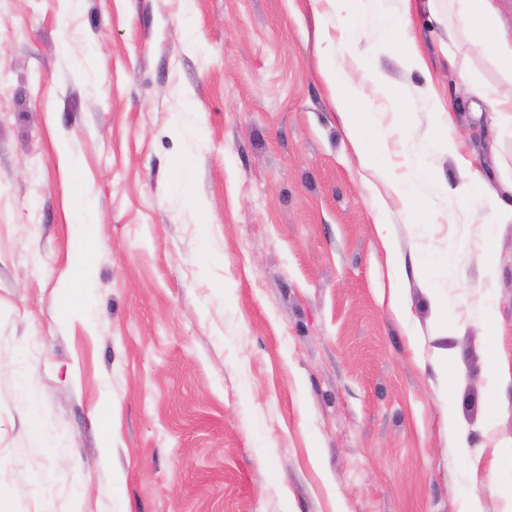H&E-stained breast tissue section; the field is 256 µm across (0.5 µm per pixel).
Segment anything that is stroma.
Here are the masks:
<instances>
[{"instance_id":"obj_1","label":"stroma","mask_w":512,"mask_h":512,"mask_svg":"<svg viewBox=\"0 0 512 512\" xmlns=\"http://www.w3.org/2000/svg\"><path fill=\"white\" fill-rule=\"evenodd\" d=\"M400 7L366 4L388 93L351 112L400 173L409 121L427 224L353 151L309 0H0V512H502L512 222L489 243L483 199L446 193L465 157L512 208L501 75L474 40L449 68L422 5L407 69L375 30ZM435 112H438L437 117L440 127L444 129L448 128V137H441L433 140L432 149L446 150L448 151V154H453L458 157H461L458 154V150L462 141L456 134L457 125L453 112H451L449 106L447 108L446 105L440 100H436Z\"/></svg>"}]
</instances>
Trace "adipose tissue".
<instances>
[{"mask_svg":"<svg viewBox=\"0 0 512 512\" xmlns=\"http://www.w3.org/2000/svg\"><path fill=\"white\" fill-rule=\"evenodd\" d=\"M340 22L335 49H322L319 53L320 74L330 89L336 93L339 111H349L359 99L362 88L354 83L353 70L362 71L376 88H383L381 76L376 72L369 58L359 49L361 25L364 16V0H328ZM399 12L382 14L379 29L386 36L392 49L401 53L403 63L409 69L424 68L425 62L407 33L411 27V0H401ZM432 12H444L446 16H460L466 19V28L449 26L448 41L457 43L464 38L483 42L487 52L495 59L506 61L502 72V87L493 89L491 103L495 112L503 116L512 115V48L507 47L497 34V20L491 0H428ZM340 52L348 57V64L335 63L332 54ZM348 137L352 146L367 167H380L389 181L395 195L407 204L421 200L433 179V171L426 157L413 160L405 174H396L389 168L386 153V134L374 133L372 139L359 136L356 126H348Z\"/></svg>","mask_w":512,"mask_h":512,"instance_id":"ef3b65f1","label":"adipose tissue"}]
</instances>
